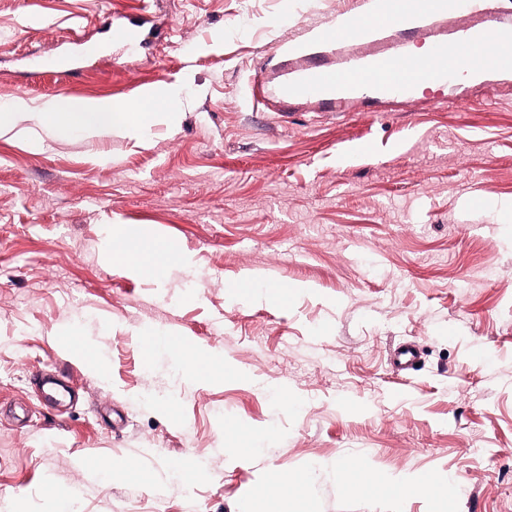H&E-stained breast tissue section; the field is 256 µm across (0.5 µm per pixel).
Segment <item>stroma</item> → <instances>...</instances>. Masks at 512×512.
Segmentation results:
<instances>
[{
	"mask_svg": "<svg viewBox=\"0 0 512 512\" xmlns=\"http://www.w3.org/2000/svg\"><path fill=\"white\" fill-rule=\"evenodd\" d=\"M352 0H0V105H185L147 137L0 136V503L18 512H512V75L255 108ZM140 33L126 61L112 28ZM147 226L157 283L103 258ZM249 280L247 293L228 281ZM289 289L287 301L271 286ZM78 323L108 374L57 340ZM223 353L182 384L139 331ZM414 343L416 370L392 351ZM125 462L124 478L100 475ZM350 461L363 484L342 486ZM453 479L454 496L382 488ZM449 479L438 475H412L409 477L394 478L388 481L386 486L387 494L390 498L400 501L408 491L409 487L417 490H429L438 493L439 486L448 485Z\"/></svg>",
	"mask_w": 512,
	"mask_h": 512,
	"instance_id": "stroma-1",
	"label": "stroma"
}]
</instances>
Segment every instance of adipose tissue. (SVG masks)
Returning a JSON list of instances; mask_svg holds the SVG:
<instances>
[{
    "mask_svg": "<svg viewBox=\"0 0 512 512\" xmlns=\"http://www.w3.org/2000/svg\"><path fill=\"white\" fill-rule=\"evenodd\" d=\"M148 102L154 104L151 112L118 111L111 102L62 101L31 112L25 107L0 113V134L34 135L36 128L50 130L62 137L82 133L109 135L128 133L145 137L158 115L170 113L180 107V99L170 93L151 91ZM119 243L109 257L113 266L134 271L147 278L167 279L174 267L187 264L185 256L174 253L162 257L148 256L145 239L137 228L121 226L117 229Z\"/></svg>",
    "mask_w": 512,
    "mask_h": 512,
    "instance_id": "1",
    "label": "adipose tissue"
}]
</instances>
